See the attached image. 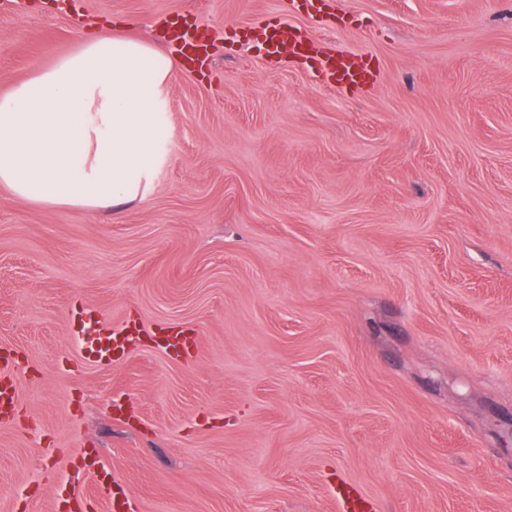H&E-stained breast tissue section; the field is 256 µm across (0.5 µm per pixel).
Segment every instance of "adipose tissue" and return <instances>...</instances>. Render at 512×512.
I'll return each instance as SVG.
<instances>
[{"instance_id": "ef3b65f1", "label": "adipose tissue", "mask_w": 512, "mask_h": 512, "mask_svg": "<svg viewBox=\"0 0 512 512\" xmlns=\"http://www.w3.org/2000/svg\"><path fill=\"white\" fill-rule=\"evenodd\" d=\"M175 66L151 43L100 34L37 69L0 94V184L51 206L144 201Z\"/></svg>"}]
</instances>
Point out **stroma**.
<instances>
[{
    "mask_svg": "<svg viewBox=\"0 0 512 512\" xmlns=\"http://www.w3.org/2000/svg\"><path fill=\"white\" fill-rule=\"evenodd\" d=\"M279 18L367 57L350 99L266 58ZM145 201L39 205L0 185V512H100V459L137 512H512V0H22L0 94L88 36L170 50ZM130 331L94 361L89 315ZM184 333V347L159 339ZM18 365L12 359L2 356L0 359V424L14 419L17 398V377L15 372ZM333 493L341 512H376L377 510L356 485L346 480H337Z\"/></svg>",
    "mask_w": 512,
    "mask_h": 512,
    "instance_id": "1",
    "label": "stroma"
}]
</instances>
